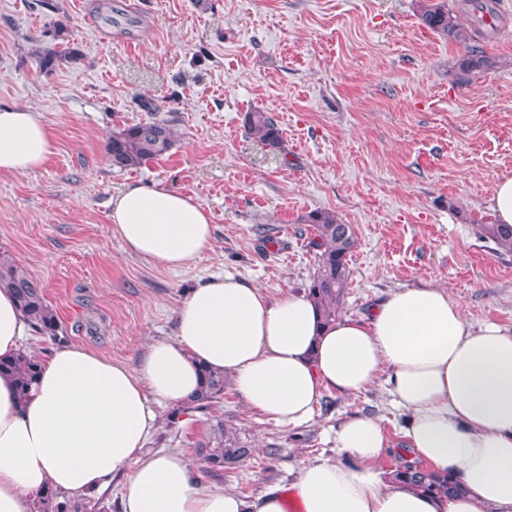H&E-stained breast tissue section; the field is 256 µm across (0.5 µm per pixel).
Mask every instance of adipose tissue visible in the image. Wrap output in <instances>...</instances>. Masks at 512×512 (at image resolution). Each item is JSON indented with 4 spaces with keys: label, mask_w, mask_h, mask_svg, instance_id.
Wrapping results in <instances>:
<instances>
[{
    "label": "adipose tissue",
    "mask_w": 512,
    "mask_h": 512,
    "mask_svg": "<svg viewBox=\"0 0 512 512\" xmlns=\"http://www.w3.org/2000/svg\"><path fill=\"white\" fill-rule=\"evenodd\" d=\"M53 150L39 112L0 108V171L27 173ZM110 221L126 249L177 269L212 248V217L161 184L113 196ZM34 330L0 288V357ZM231 377L244 403L276 423H307L325 392L358 394L387 372L406 417L404 460L449 473L463 496L423 495L391 482L378 420L353 416L336 454L304 462L292 496L268 487L251 501L202 483L178 452H147L164 407L186 405L201 368ZM123 476L122 512H512V328L470 326L445 288H403L365 318L324 323L305 293L268 298L221 275L194 288L174 339L153 342L136 366L84 347L40 357L29 396L0 375V512H38L45 490L78 500Z\"/></svg>",
    "instance_id": "ef3b65f1"
}]
</instances>
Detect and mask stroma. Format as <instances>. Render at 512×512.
<instances>
[{"label":"stroma","instance_id":"35a3bbf8","mask_svg":"<svg viewBox=\"0 0 512 512\" xmlns=\"http://www.w3.org/2000/svg\"><path fill=\"white\" fill-rule=\"evenodd\" d=\"M0 0V106L41 112L53 153L39 169L0 172V251L39 281L58 313V339L33 354L85 346L136 365L174 335L189 291L217 273L267 296L307 290L316 264L310 212L351 225L356 245L341 315L359 318L402 287L446 288L472 325L512 327V253L482 237L495 184L512 176V0H490L474 44L495 69L461 75L466 50L423 24L419 0ZM74 59L42 70L59 43ZM272 113L284 155L243 127ZM167 122L176 141L134 170L113 167V132ZM129 183H159L213 216L212 249L179 271L130 255L109 201ZM358 413L381 422L385 470L402 460L404 417L385 376L356 396L325 393L312 418L288 428L249 409L233 386L190 422L161 420L150 449L181 452L205 484L250 500L288 488L301 460L333 453ZM241 428L252 454L217 473L194 454L215 419Z\"/></svg>","mask_w":512,"mask_h":512}]
</instances>
